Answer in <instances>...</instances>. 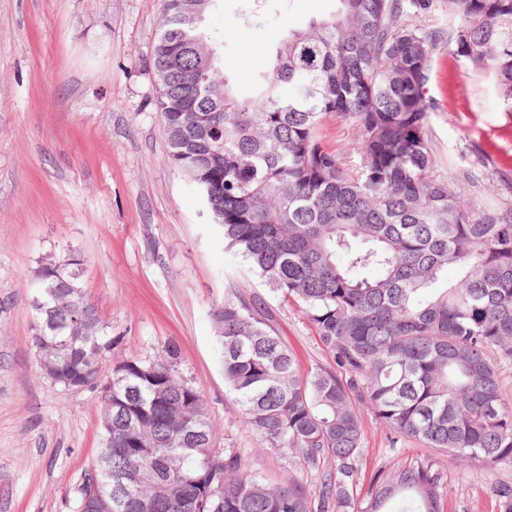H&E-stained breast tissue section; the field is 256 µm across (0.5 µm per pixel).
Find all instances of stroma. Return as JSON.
<instances>
[{"label":"stroma","instance_id":"obj_1","mask_svg":"<svg viewBox=\"0 0 512 512\" xmlns=\"http://www.w3.org/2000/svg\"><path fill=\"white\" fill-rule=\"evenodd\" d=\"M164 0H0V512H76L77 489L101 447V393L68 390L41 374L32 337L33 283L47 260L85 261L82 285L118 341L101 370L149 362L167 343L177 370L205 397L216 450L238 449L268 483L317 481L301 458L278 454L240 423L224 383L214 305L229 285L266 303L301 373L332 362L302 307L270 292L229 253L224 235L186 177L167 159L151 69ZM336 0H219L210 25L218 65L241 93L258 79L255 51L273 52L286 25L302 26ZM428 89L437 108L428 134L435 176L472 173L479 209L512 206V104L492 80L447 47L433 55ZM322 141L357 173L351 126L330 117ZM364 448L354 495L373 476L441 460L416 441L389 446L363 413ZM512 462L444 472L440 512H502L495 494Z\"/></svg>","mask_w":512,"mask_h":512}]
</instances>
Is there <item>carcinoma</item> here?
<instances>
[{
  "label": "carcinoma",
  "mask_w": 512,
  "mask_h": 512,
  "mask_svg": "<svg viewBox=\"0 0 512 512\" xmlns=\"http://www.w3.org/2000/svg\"><path fill=\"white\" fill-rule=\"evenodd\" d=\"M217 0H165L152 66L156 106L180 170L224 231L226 248L270 290L301 304L333 364L307 375L256 295L231 285L212 319L224 382L244 427L317 469L313 490L247 470L217 451L202 391L177 374L170 343L102 384L112 329L82 290L75 255L41 268L32 343L60 345L61 376L112 390L101 403L105 466L84 475L86 512L134 469L150 479L124 512H439L443 471L419 461L377 473L361 506L353 489L360 409L392 447L418 440L465 468L512 462V411L497 362H512V208L476 210L463 182L433 175L426 95L442 44L512 100V0H338L337 11L289 27L237 95L216 67L214 34L186 21ZM436 9L463 17L451 33L409 22ZM351 124L352 177L321 142L329 116ZM458 269L446 284L448 267Z\"/></svg>",
  "instance_id": "cac0c4a2"
}]
</instances>
